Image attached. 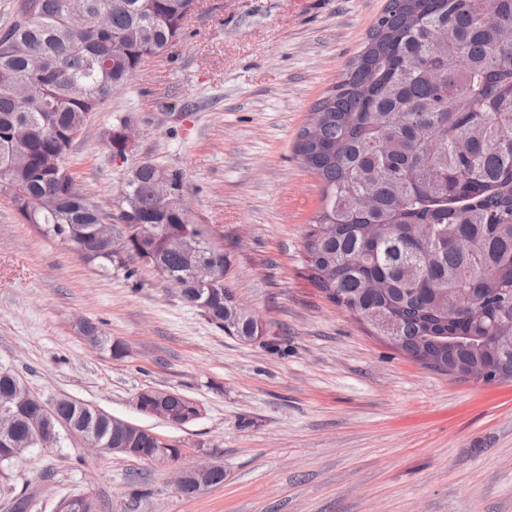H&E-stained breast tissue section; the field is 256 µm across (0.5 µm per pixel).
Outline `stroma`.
I'll list each match as a JSON object with an SVG mask.
<instances>
[{
	"mask_svg": "<svg viewBox=\"0 0 512 512\" xmlns=\"http://www.w3.org/2000/svg\"><path fill=\"white\" fill-rule=\"evenodd\" d=\"M386 3L201 0L67 157L106 209L129 164L181 171L194 222L224 250L225 287L267 330L260 340L225 334L150 266L129 279L85 262L0 194V364L41 399L86 402L178 444L180 465L224 466L222 485L187 497L174 466L91 455L68 436L22 456L0 512L16 499L56 512L80 492L104 512H512V382L424 368L307 278L320 187L293 144ZM124 121L140 137L122 161L106 137ZM147 388L205 412L182 427L141 414Z\"/></svg>",
	"mask_w": 512,
	"mask_h": 512,
	"instance_id": "obj_1",
	"label": "stroma"
}]
</instances>
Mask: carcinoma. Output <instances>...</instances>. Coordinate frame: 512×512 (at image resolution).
Masks as SVG:
<instances>
[{"label":"carcinoma","instance_id":"1","mask_svg":"<svg viewBox=\"0 0 512 512\" xmlns=\"http://www.w3.org/2000/svg\"><path fill=\"white\" fill-rule=\"evenodd\" d=\"M15 0L0 27V194L33 212L46 237L107 271L133 278L132 263L164 279L184 273L185 258L167 232L195 225L158 207L154 186L183 174L146 158L127 171L115 202L101 214L73 189L62 156L42 168L39 156L74 141L88 115L122 90L142 62L173 46L196 0ZM496 16L483 23L485 12ZM111 15L108 31L97 17ZM47 64L45 103L17 95L30 56ZM294 158L320 184V204L305 234L307 277L332 303L365 321L422 366L451 376L492 368L485 382L512 380V0H388L340 80L313 105ZM369 195L374 206L356 207ZM126 241L99 252L95 225L105 218ZM201 256L224 269V250L206 241ZM230 336L265 334L255 318L230 317L226 287L182 292ZM20 408L0 428V487L17 457L11 442L31 441L64 420L105 448L175 460L181 450L151 430L130 432L100 408L30 393L14 370H0V395ZM172 424L198 420L201 408L181 394L164 402Z\"/></svg>","mask_w":512,"mask_h":512}]
</instances>
